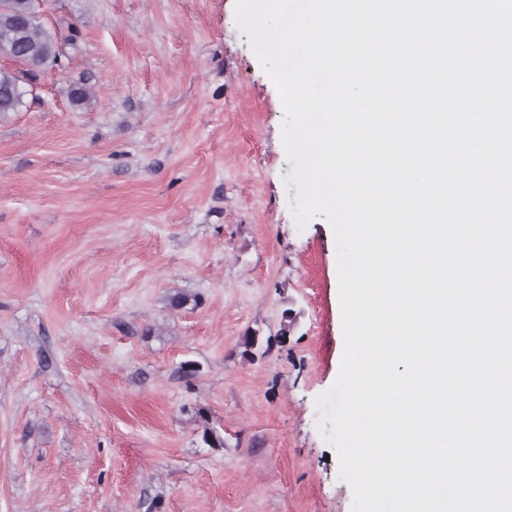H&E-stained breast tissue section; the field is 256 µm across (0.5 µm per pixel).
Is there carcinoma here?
<instances>
[{"instance_id":"cac0c4a2","label":"carcinoma","mask_w":512,"mask_h":512,"mask_svg":"<svg viewBox=\"0 0 512 512\" xmlns=\"http://www.w3.org/2000/svg\"><path fill=\"white\" fill-rule=\"evenodd\" d=\"M10 55L30 66L32 76L57 61V35L45 27L32 9V0H0V54ZM27 74L0 67V122L20 111L28 94ZM294 318L291 311L283 314L281 328L274 336L261 339L255 332L242 337V356L253 360L267 355L273 347L288 343ZM202 422V440L210 448L224 447V436L211 426L205 410L197 411Z\"/></svg>"}]
</instances>
